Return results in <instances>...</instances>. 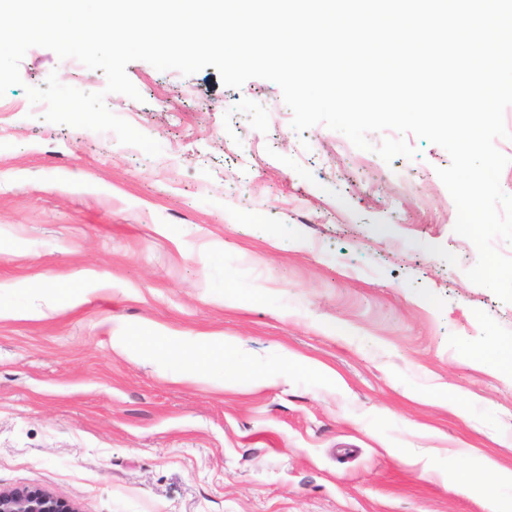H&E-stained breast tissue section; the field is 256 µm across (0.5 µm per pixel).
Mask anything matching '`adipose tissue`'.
I'll return each instance as SVG.
<instances>
[{
  "mask_svg": "<svg viewBox=\"0 0 512 512\" xmlns=\"http://www.w3.org/2000/svg\"><path fill=\"white\" fill-rule=\"evenodd\" d=\"M121 341L129 351L145 358H162L188 366L201 378L210 377L216 367L215 353L223 351L224 339L216 334L186 335L151 325L126 331Z\"/></svg>",
  "mask_w": 512,
  "mask_h": 512,
  "instance_id": "ef3b65f1",
  "label": "adipose tissue"
}]
</instances>
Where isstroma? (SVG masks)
<instances>
[{
  "instance_id": "stroma-1",
  "label": "stroma",
  "mask_w": 512,
  "mask_h": 512,
  "mask_svg": "<svg viewBox=\"0 0 512 512\" xmlns=\"http://www.w3.org/2000/svg\"><path fill=\"white\" fill-rule=\"evenodd\" d=\"M106 76L34 47L0 97V488L78 512H512V303L407 135L385 163L291 126L279 86L131 62L105 103L162 152L47 122L26 87ZM71 308L34 282L87 287ZM158 324L233 343L208 381L113 347ZM304 360L282 372L283 352ZM265 382H257V372ZM31 288H20L16 284L0 283V316L10 315L14 318H23L28 314V309L23 305L21 298L24 291Z\"/></svg>"
}]
</instances>
